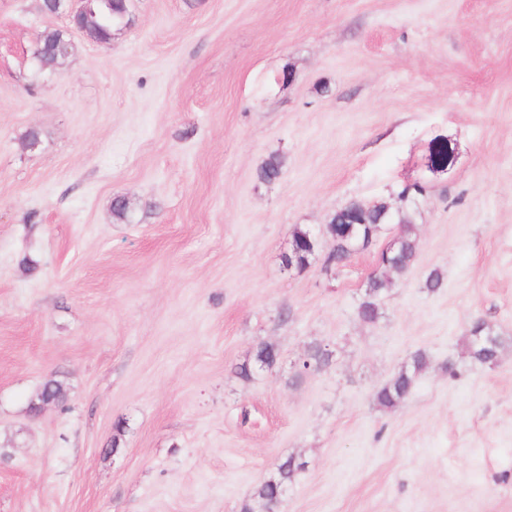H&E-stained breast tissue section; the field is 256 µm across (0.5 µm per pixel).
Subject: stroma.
Masks as SVG:
<instances>
[{
	"mask_svg": "<svg viewBox=\"0 0 512 512\" xmlns=\"http://www.w3.org/2000/svg\"><path fill=\"white\" fill-rule=\"evenodd\" d=\"M130 12L98 43L0 0V512H241L291 456L280 512H512V0ZM49 28L74 51L44 72ZM415 184L417 260L377 323L357 305L396 225L338 271L284 267L295 227L329 251L339 207ZM477 318L495 366L468 353ZM313 343L330 363L300 373ZM261 344L277 365L239 378ZM49 378L66 405L32 416ZM59 41H69L67 33L60 29H47L41 35V40L33 50V56L41 69L54 71L60 67L71 51L66 56L56 55L53 51ZM70 42V41H69ZM426 367L424 353L417 351L411 363L397 372L387 383L382 385L374 394L376 403L387 409H392L404 402L411 394L418 374Z\"/></svg>",
	"mask_w": 512,
	"mask_h": 512,
	"instance_id": "1",
	"label": "stroma"
}]
</instances>
